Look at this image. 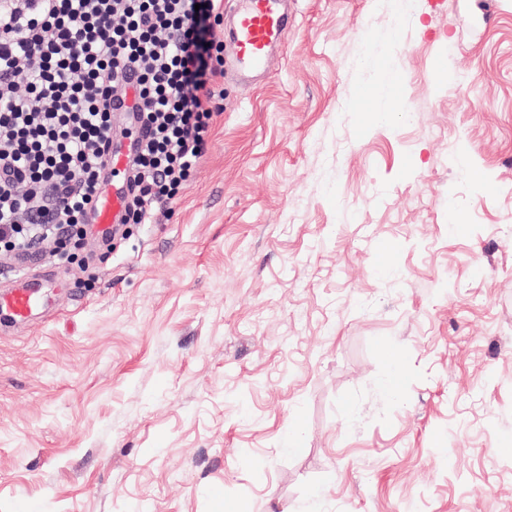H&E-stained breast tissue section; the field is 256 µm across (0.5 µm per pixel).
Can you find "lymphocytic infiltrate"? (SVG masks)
<instances>
[{
  "mask_svg": "<svg viewBox=\"0 0 512 512\" xmlns=\"http://www.w3.org/2000/svg\"><path fill=\"white\" fill-rule=\"evenodd\" d=\"M218 0H0V250L70 255L101 193L109 103L137 72L142 131L124 223H149L197 170L220 72Z\"/></svg>",
  "mask_w": 512,
  "mask_h": 512,
  "instance_id": "1",
  "label": "lymphocytic infiltrate"
}]
</instances>
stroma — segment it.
Returning a JSON list of instances; mask_svg holds the SVG:
<instances>
[{"instance_id": "stroma-1", "label": "stroma", "mask_w": 512, "mask_h": 512, "mask_svg": "<svg viewBox=\"0 0 512 512\" xmlns=\"http://www.w3.org/2000/svg\"><path fill=\"white\" fill-rule=\"evenodd\" d=\"M404 10L293 0L174 203L0 267V512H512V0ZM39 288H45L31 278H17L6 292L0 293V319L13 324L27 320L39 301Z\"/></svg>"}]
</instances>
